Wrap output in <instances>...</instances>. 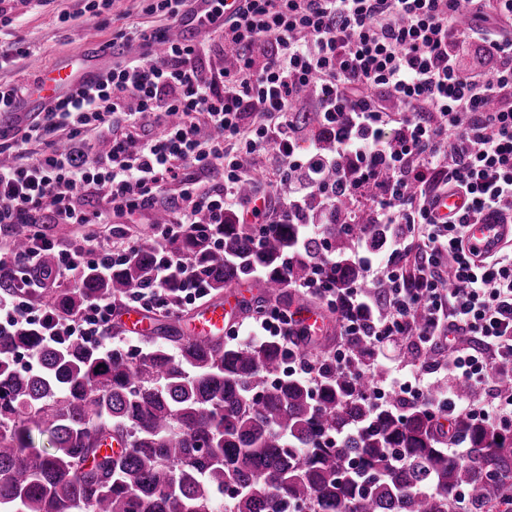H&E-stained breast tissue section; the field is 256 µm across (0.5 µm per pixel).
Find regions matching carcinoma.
Wrapping results in <instances>:
<instances>
[{
	"mask_svg": "<svg viewBox=\"0 0 512 512\" xmlns=\"http://www.w3.org/2000/svg\"><path fill=\"white\" fill-rule=\"evenodd\" d=\"M310 105L308 97L296 106L292 121L314 134L326 158L319 178L338 191L348 159ZM295 214L298 224L278 214L260 244L230 215L190 224L170 251L213 291L257 278L262 293L248 310L288 309L301 301L292 285L321 257V240L303 237V226L320 223L336 253L326 279L367 287L355 236L377 243L385 225L347 202L327 213L317 194ZM156 259L155 247L137 244L108 276L86 274L49 306L56 314L99 298L119 306L154 287ZM23 351L37 367L17 366ZM286 363L277 338L227 346L191 340L171 322L136 351L80 338L49 345L33 328L0 333V512H224L226 492L230 512H450L461 489L475 512H512L511 433L457 419L455 434L471 448L464 462L440 446L419 406L373 408L369 378L332 369L314 391L284 375ZM36 433L49 447L35 446ZM115 440L120 454L106 449Z\"/></svg>",
	"mask_w": 512,
	"mask_h": 512,
	"instance_id": "obj_1",
	"label": "carcinoma"
}]
</instances>
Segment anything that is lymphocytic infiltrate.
I'll return each mask as SVG.
<instances>
[{"label":"lymphocytic infiltrate","mask_w":512,"mask_h":512,"mask_svg":"<svg viewBox=\"0 0 512 512\" xmlns=\"http://www.w3.org/2000/svg\"><path fill=\"white\" fill-rule=\"evenodd\" d=\"M203 3L217 43L158 31L164 54L147 50L102 69L17 130L19 157L0 166V226L91 227L103 215L86 209L90 198L117 217L168 209L157 227L155 286L132 301L158 312L192 304L209 289L167 245L187 225L220 224L245 209L241 154L272 156L297 173L286 208L316 192L336 203L319 187L318 147L300 155L289 118L315 90L320 122L350 162L341 195L390 229L380 246L363 236L354 244L368 287H334L321 267L298 286L336 314L332 363L352 376L374 372L376 359L350 357L357 336L376 350L396 340L440 352L441 386L416 365L372 387L369 399L383 409L395 393L434 420L465 416L512 431V389L489 401L451 392L458 383L479 389L512 366V245L479 258L464 244L465 225L512 223V0H240L229 16L224 0ZM468 47L480 66L466 73L457 59ZM385 92L402 110L385 106ZM96 135L110 141L107 152L90 151ZM32 143L39 150L29 157ZM375 185L379 193L368 196ZM447 193L468 205L444 219L435 203ZM30 240L24 251L0 242V278L16 283L0 293V332L38 326L53 342L100 341L111 301L53 317L41 296L87 271L107 273L127 245L91 230L61 250L40 235ZM51 249L56 265L40 266V252ZM176 272L182 288L172 302L165 285ZM381 280L391 286L379 295L371 285Z\"/></svg>","instance_id":"1"}]
</instances>
